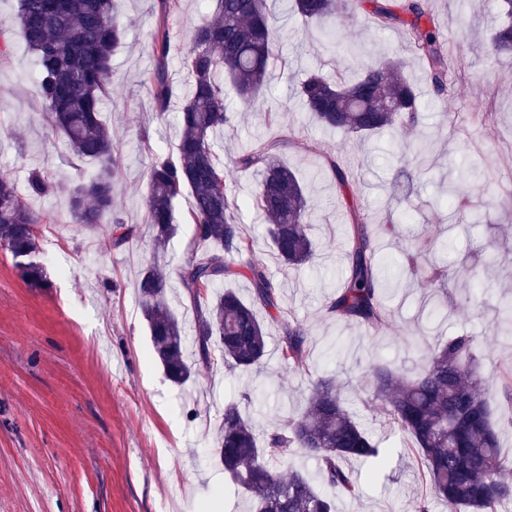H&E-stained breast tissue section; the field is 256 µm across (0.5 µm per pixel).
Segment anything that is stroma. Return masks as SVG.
<instances>
[{
  "mask_svg": "<svg viewBox=\"0 0 512 512\" xmlns=\"http://www.w3.org/2000/svg\"><path fill=\"white\" fill-rule=\"evenodd\" d=\"M427 7L452 51L447 90L432 98L418 128L366 142L321 129L290 87L311 68L336 81L362 64L397 58L425 86L404 28H378L362 0L355 16L340 21L345 50L339 54L320 29L283 20L281 60L254 106L225 131L224 163L233 167L255 140L283 131L294 137L283 158L310 198L311 263L284 267L262 215L245 207L239 218L255 239L256 259L280 285L283 312L311 333L313 369L307 375L288 366L280 322L269 318V356L259 372L218 364L182 386L149 356L135 290L140 269L160 261L173 280L170 307L192 326L194 311L176 281L193 234L183 221L189 198L175 206L181 224L164 252L155 250L146 222L149 169L175 153L180 138L175 114H158L150 94L156 0H118L125 35L112 56L114 94L103 109L118 162L116 205L137 229L126 248H113L104 230L71 224L67 194L97 163L77 158L61 134L43 126L38 67L19 35L0 43V178L23 190L37 173L54 187L29 199L43 216L38 259L47 286H28L11 254L0 249V512H246L214 453L225 401L254 390L250 411L262 431L300 408L312 377L320 375L344 385L348 411L389 456L373 478L369 465H361V500L335 495L336 512H416L425 492L416 452L362 392L370 365L381 359L411 372L420 350L468 333L486 345L478 375L512 366V321H501L499 312L504 297L512 298V64L486 56L497 23L486 0H427ZM326 154L350 170L354 191L320 175ZM408 159L422 174L410 202L400 203L390 187ZM455 184L469 209L450 205ZM354 203L371 224L388 214L397 222L395 236L378 237L382 262L395 264L406 247L428 240L423 262L443 272L439 281L422 276L393 293L390 320L376 332L327 313L344 279Z\"/></svg>",
  "mask_w": 512,
  "mask_h": 512,
  "instance_id": "1",
  "label": "stroma"
}]
</instances>
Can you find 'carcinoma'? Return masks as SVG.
Here are the masks:
<instances>
[{
	"label": "carcinoma",
	"mask_w": 512,
	"mask_h": 512,
	"mask_svg": "<svg viewBox=\"0 0 512 512\" xmlns=\"http://www.w3.org/2000/svg\"><path fill=\"white\" fill-rule=\"evenodd\" d=\"M384 2L375 0L376 19L383 27L397 22L405 28L408 50L421 59L433 92L443 93L449 53L424 0H401L400 15ZM489 4L500 22L487 56L496 63L512 61V0ZM358 6L359 0H292L291 9L317 24L328 44L338 46L337 23ZM157 7L151 96L159 114L176 112L181 136L176 152L150 168L146 219L155 249L162 250L178 230L174 202L185 195L191 198L186 220L194 226L193 242L178 277L195 311L192 342H187L182 322L170 309L169 280L160 265L143 268L136 288L154 355L166 378L181 386L194 377L196 367L213 363L214 343L224 366L244 374L258 371L268 355L267 334L256 308L280 311L279 285L264 263L251 258L252 241L238 218L244 200L234 175L224 168L217 137L236 121V113L225 104L224 81L231 83L242 103H250L279 60L280 26L267 0H215L212 16L192 29L182 51L173 41L179 0H157ZM13 30L36 55L48 109L45 122L66 137L75 155L98 163L96 174L68 193L71 223L84 229L111 223L112 247L124 246L135 229L113 216L116 161L112 134L101 115L112 100V52L122 37L114 0H20L15 22L0 25V36ZM177 55L182 56L183 83L172 66ZM403 67L401 59L375 62L351 82H333L310 72L292 93L320 124L356 137L415 128L424 105ZM290 144L288 134L282 133L240 154L235 166L259 174L251 204L269 222L268 236L278 258L299 268L310 263L314 250L304 185L279 158ZM324 174L341 188L351 187V177L332 155L325 156ZM40 221L16 184L1 179L0 247L14 257L36 255ZM347 233L348 267L327 311L375 330L386 321V293L399 287L400 275L377 261L376 237L358 208H350ZM19 274L32 287L46 284L39 262L19 269ZM238 277L248 280L247 299L224 287ZM281 330L283 359L296 371L310 372L306 330L288 319L281 322ZM482 349L478 336H451L422 350V368L412 375L381 362L372 364L368 373L369 399L411 438L430 497L447 504L448 512H501L512 502V482L506 478L512 460L501 452L488 401L492 393L512 397V373L481 377L469 372ZM216 445L224 474L246 494L248 512H335L331 498L302 473L284 476L276 468L298 453L317 460L323 486L355 502L363 495L361 474L344 462H386L370 434L344 409L342 388L327 376L311 382L299 413L262 434L240 402L224 403Z\"/></svg>",
	"instance_id": "obj_1"
}]
</instances>
